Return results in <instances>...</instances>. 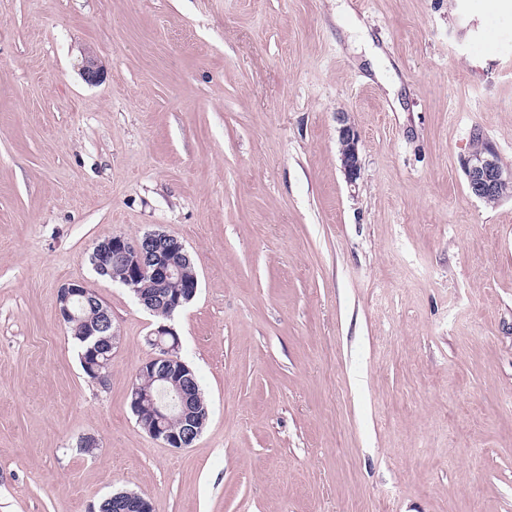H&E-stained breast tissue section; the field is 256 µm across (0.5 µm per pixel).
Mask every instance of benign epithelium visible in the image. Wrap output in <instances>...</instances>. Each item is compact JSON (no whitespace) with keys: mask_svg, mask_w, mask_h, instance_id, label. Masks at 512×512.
<instances>
[{"mask_svg":"<svg viewBox=\"0 0 512 512\" xmlns=\"http://www.w3.org/2000/svg\"><path fill=\"white\" fill-rule=\"evenodd\" d=\"M337 144L341 168L348 183L360 177L359 134L343 112L336 113ZM464 171L470 192L483 201H499L512 196V169L504 168L492 146L485 140L472 148L464 161ZM94 261L100 271L114 263L122 267V283L134 293L140 305L150 310L157 304H166L172 310L189 303L198 290V278L187 276L191 258L184 244L159 231H148L139 237L114 235L100 242L94 251ZM174 281L183 287L172 292L168 285ZM88 302L98 309L97 328L112 323V312L96 292L82 281L63 285L57 294L56 311L60 321L69 323L74 310ZM149 343L156 355L142 365L139 372L150 373L158 382L157 392L138 386L132 387V407L139 423L155 439L168 448L190 447L200 436L201 428L190 427L180 431L171 429L172 420L192 423L195 420L194 372L181 360L180 340L167 325L155 330ZM113 346L97 344L93 348L96 360L91 363L95 380L104 382L109 377V360L98 359L100 351ZM117 512H152L150 502L135 492L112 495Z\"/></svg>","mask_w":512,"mask_h":512,"instance_id":"obj_1","label":"benign epithelium"}]
</instances>
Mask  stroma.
I'll use <instances>...</instances> for the list:
<instances>
[{
	"instance_id": "1",
	"label": "stroma",
	"mask_w": 512,
	"mask_h": 512,
	"mask_svg": "<svg viewBox=\"0 0 512 512\" xmlns=\"http://www.w3.org/2000/svg\"><path fill=\"white\" fill-rule=\"evenodd\" d=\"M350 2L390 85L335 0H0V512H512V197L462 167L478 132L512 169V7ZM153 230L199 281L165 322L88 260ZM163 322L209 409L184 449L129 406ZM336 122L338 125L336 132L341 168L346 181L353 184L361 174L358 149L360 137L344 112L337 113ZM84 302H88L94 304L97 309L92 306H85L83 310H80L78 313V319L71 321V319L75 318L74 310L80 307ZM56 311L57 316L63 323H69L68 326L71 329V338L74 343L81 349L79 358L82 369L85 374L91 379L90 375L87 373L85 366L82 362V358L85 355L88 347L99 339H102V343L110 346H106L104 344H96L93 348L94 352V361L90 363L91 368L93 370V374L95 375L94 380L99 382H106L110 373V364L108 360V356H105L104 360H98V356H100L99 351L104 349L112 350L114 347V340L116 339V333L114 332L113 324L112 327L107 329L105 332H101L99 330L96 331V336H94V332L90 334V336H86L87 325L92 323L96 318L97 313V328L102 329L104 325H111L112 323V312L103 302L99 299L96 292L85 282L82 281H73L67 284H64L58 291L57 299H56ZM111 336H99V335H107L111 333ZM112 499L118 512H152L150 502L135 492H119L102 500L99 505L100 512H114Z\"/></svg>"
}]
</instances>
